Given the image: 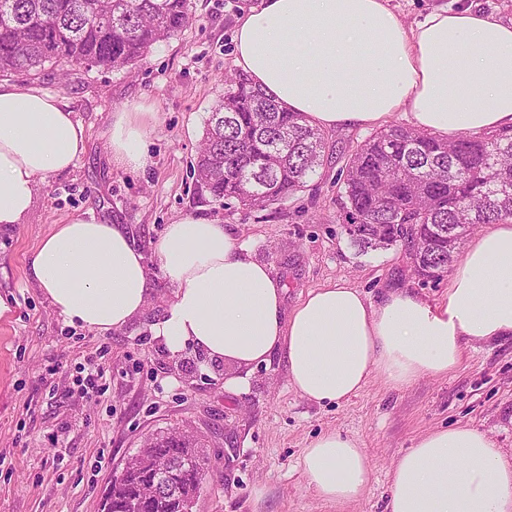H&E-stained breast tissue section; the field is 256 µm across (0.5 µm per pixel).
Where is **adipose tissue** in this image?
<instances>
[{"mask_svg":"<svg viewBox=\"0 0 512 512\" xmlns=\"http://www.w3.org/2000/svg\"><path fill=\"white\" fill-rule=\"evenodd\" d=\"M235 64L282 108L321 128L368 127L394 113L440 135L512 128V23L469 0L407 26L388 0H261L235 28ZM155 112L113 113L116 166L147 163ZM64 98L0 82V226L22 223L48 175L84 149ZM157 263L173 298L152 325L171 354L186 348L248 368L284 359L302 397L340 403L372 376L394 387L454 372L465 345L512 336V223L466 246L435 303L395 288L378 303L332 283L292 312L269 264L223 225L184 217L167 225ZM28 269L57 313L100 332L143 314L149 270L124 225L76 217L56 225ZM309 487L341 507L364 494L372 470L357 440L335 431L304 448ZM385 512H512V461L479 430L459 425L420 436L394 463Z\"/></svg>","mask_w":512,"mask_h":512,"instance_id":"ef3b65f1","label":"adipose tissue"}]
</instances>
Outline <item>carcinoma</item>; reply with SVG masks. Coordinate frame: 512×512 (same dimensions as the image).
<instances>
[{
  "instance_id": "carcinoma-1",
  "label": "carcinoma",
  "mask_w": 512,
  "mask_h": 512,
  "mask_svg": "<svg viewBox=\"0 0 512 512\" xmlns=\"http://www.w3.org/2000/svg\"><path fill=\"white\" fill-rule=\"evenodd\" d=\"M189 0H0V76L33 77L68 62L122 69L184 28ZM205 122L190 175L198 196L263 208L300 191L324 165L327 140L236 71ZM345 221L357 254L399 245L424 281L448 272L480 224L512 220V134L443 137L392 126L356 146L343 179ZM203 440L178 431L150 443L157 468L125 477L102 512H130L140 485L161 479L175 494L138 512H182L206 473Z\"/></svg>"
}]
</instances>
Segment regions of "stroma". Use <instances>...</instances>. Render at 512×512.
<instances>
[{
	"label": "stroma",
	"instance_id": "35a3bbf8",
	"mask_svg": "<svg viewBox=\"0 0 512 512\" xmlns=\"http://www.w3.org/2000/svg\"><path fill=\"white\" fill-rule=\"evenodd\" d=\"M258 0H191L189 24L154 44L133 68L43 71L34 86L68 102L86 148L69 171L48 176L22 224L0 228V512H101L115 471L147 438L176 428L205 439L211 473L193 512H384L388 473L427 431L470 425L512 453V336L468 344L445 377L393 388L379 376L349 401L320 404L291 386L281 356L225 390L235 367L185 349L171 355L151 332L173 287L155 247L184 216L224 225L270 264L285 286V310L331 282L372 302L403 288L427 302L447 279L422 282L402 247L356 255L343 224L340 175L368 128H336L333 149L306 188L264 209L201 201L189 175L211 107L236 69L233 35ZM142 104L157 121L138 171L109 164L114 112ZM126 225L150 270L144 315L104 334L69 324L28 272L27 258L55 225L75 217ZM356 438L373 469L360 501L324 503L299 466L321 433Z\"/></svg>",
	"mask_w": 512,
	"mask_h": 512
}]
</instances>
